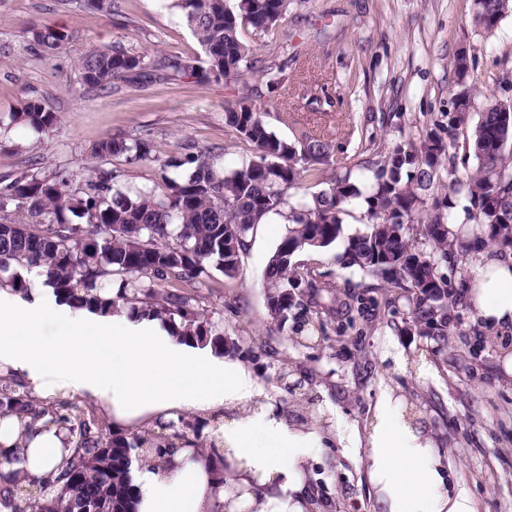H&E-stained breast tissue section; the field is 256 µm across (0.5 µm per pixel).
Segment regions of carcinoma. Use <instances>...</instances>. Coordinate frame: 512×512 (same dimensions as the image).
Returning <instances> with one entry per match:
<instances>
[{"label":"carcinoma","instance_id":"obj_1","mask_svg":"<svg viewBox=\"0 0 512 512\" xmlns=\"http://www.w3.org/2000/svg\"><path fill=\"white\" fill-rule=\"evenodd\" d=\"M288 0H171L196 36L203 64L178 55L155 58L120 45L91 46L79 57L78 76L90 89L116 81L169 82L186 76L209 81L235 80L258 63L243 38L251 27L268 32L288 11ZM475 25L492 32L512 12V0H472ZM32 40L42 52H54L69 35L50 23L32 27ZM460 91L453 100L448 131L468 122L471 112V64L453 63ZM57 113L37 98L0 115V135L22 126L35 134L51 130ZM224 124L253 146L240 167L227 171L220 153L183 147V156L160 165L164 190L131 186L117 173L89 175L75 182L70 175L32 173L0 189V287L26 294L30 285L21 271H36L40 284L52 287L58 300L75 309L103 313L119 305L130 315L156 318L185 343L211 346L222 355L236 344L224 339L205 318L185 289L212 268L227 280L237 276L241 253L255 226L271 213H285L291 227L265 270L267 308L279 323L298 310L296 319L324 326V314L342 304L348 311L362 305L355 294L345 302L311 270L299 271L295 255L320 250L339 239L346 206L365 208L370 224L349 238L339 262L381 288L409 293L412 322L420 333L441 343L448 338V280L440 269L474 249L462 237L448 240L453 203L423 192L440 185L443 172L451 193L469 202L468 221L480 243L512 247V102L486 97L471 138L477 167L457 174L446 165L448 145L434 131L414 151L394 148L372 168L348 170L317 192L294 204L288 190L330 164L329 144L303 135L298 142L278 137L255 104L239 97L224 104ZM95 158L123 155L130 162L151 160L145 139L105 137L91 151ZM80 219L74 224L68 215ZM422 240L429 248H419ZM117 290H112L113 285ZM14 417L18 435L10 453L0 451V466L14 467L0 481V505L10 512H135L133 463L178 444L198 446L205 424L180 416L156 424L142 434H121L92 406L73 401L48 404L34 399L26 385L0 377V421ZM62 424L72 448L56 469L32 475L19 468L27 444L38 429Z\"/></svg>","mask_w":512,"mask_h":512}]
</instances>
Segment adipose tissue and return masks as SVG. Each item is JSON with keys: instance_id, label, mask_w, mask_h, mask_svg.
Listing matches in <instances>:
<instances>
[{"instance_id": "1", "label": "adipose tissue", "mask_w": 512, "mask_h": 512, "mask_svg": "<svg viewBox=\"0 0 512 512\" xmlns=\"http://www.w3.org/2000/svg\"><path fill=\"white\" fill-rule=\"evenodd\" d=\"M468 307L490 331L512 326V254L482 248L470 267ZM34 289L26 311L0 290V371L24 372L48 401L81 395L118 424L184 409L223 413L217 450L223 469L195 449L170 448L160 460L133 466L137 512H320L308 489L320 452L317 435L286 421L273 405L247 414L257 397L251 370L207 347L177 342L153 320L125 310L86 319ZM53 323L71 326L50 335ZM423 412L393 389L379 396L366 436L340 427L339 445L360 448L377 490L376 512H478L475 499L448 476V454L422 422ZM65 430L51 428L30 443L23 468L41 475L60 459Z\"/></svg>"}]
</instances>
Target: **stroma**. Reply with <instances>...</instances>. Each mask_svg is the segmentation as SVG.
<instances>
[{"label": "stroma", "instance_id": "35a3bbf8", "mask_svg": "<svg viewBox=\"0 0 512 512\" xmlns=\"http://www.w3.org/2000/svg\"><path fill=\"white\" fill-rule=\"evenodd\" d=\"M113 16L92 12L77 0H0V113L39 98L59 121L37 136L23 128L0 138V186L26 172L81 176L95 167L119 172L133 184L159 180L160 162L177 157V145L220 148L232 170L252 147L224 124V102L251 96L270 129L294 140L307 134L327 140L334 157L324 178L358 170L382 159L394 146L418 143L429 131L447 134L453 115L454 57L466 52L474 64L470 125L485 96L503 93L512 79V14L494 34L477 28L471 0H290L281 25L271 32L248 30L262 65L284 68L288 87L268 88L261 73L216 83L186 77L173 83H117L99 91L80 85L75 61L92 44H121L128 51L196 58L200 44L167 0H120ZM49 22L71 41L60 53H41L32 25ZM458 130L449 153L459 173L473 171L468 154L472 130ZM149 136L153 161L132 164L121 156L92 158L101 139ZM289 224L272 213L248 237L238 275L217 271L201 277L193 296L209 320L221 324L259 383L258 403L273 404L289 421L315 430L316 410L337 414L344 427L366 433L372 407L384 388L418 404L427 426L446 448L453 478L478 501V512H512V380L504 378L495 344L462 300L449 303L448 340L437 344L411 324L404 291L371 289L366 278L341 268L342 244L317 259L298 253V265L313 267L340 291L364 295L363 313L336 317L323 330L295 322L278 325L266 300L265 267ZM272 353L247 361L254 342ZM416 349L432 368L428 377L399 373L383 357L390 346ZM314 489L325 512H373L377 492L362 453L332 443L321 451Z\"/></svg>", "mask_w": 512, "mask_h": 512}]
</instances>
